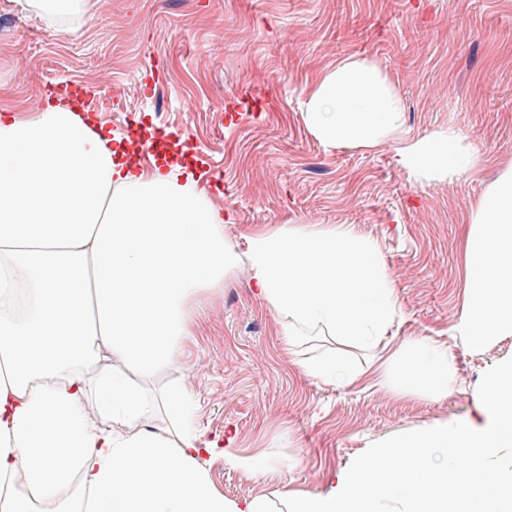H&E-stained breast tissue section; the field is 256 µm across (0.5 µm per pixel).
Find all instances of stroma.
<instances>
[{"mask_svg":"<svg viewBox=\"0 0 512 512\" xmlns=\"http://www.w3.org/2000/svg\"><path fill=\"white\" fill-rule=\"evenodd\" d=\"M361 53L396 81L411 135L451 125L469 137L477 175L417 185L392 148H330L309 133L305 86ZM106 74L122 103L103 100ZM50 82L84 88L105 132L131 114L140 127L181 131L178 148L212 166L203 193L237 250L278 224H351L376 239L401 307L396 338L437 340L456 355V388L440 401L324 383L289 360L246 274L227 275L192 307L194 342L153 380L187 384L202 440L279 460L258 479L210 459L227 501L326 493L367 448L475 417L488 371L512 362V336L475 347L455 330L463 229L476 197L512 163V0H86L68 25L25 0H0V120L56 105Z\"/></svg>","mask_w":512,"mask_h":512,"instance_id":"1","label":"stroma"}]
</instances>
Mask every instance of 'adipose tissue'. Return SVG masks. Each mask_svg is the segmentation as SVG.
Masks as SVG:
<instances>
[{"label": "adipose tissue", "mask_w": 512, "mask_h": 512, "mask_svg": "<svg viewBox=\"0 0 512 512\" xmlns=\"http://www.w3.org/2000/svg\"><path fill=\"white\" fill-rule=\"evenodd\" d=\"M302 119L327 147H392L415 183L481 166L455 127L408 136L392 77L365 54L306 86ZM195 184L190 172H136L66 105L0 121V512H381L389 497L398 512H512V468L488 487L478 466L512 447V363L491 372L481 421L395 435L322 495L225 501L205 462L217 445L191 428V392L147 382L181 357L192 302L227 272H246L292 361L323 382L370 376L391 395L439 400L457 368L447 345L390 340L401 312L376 240L350 224H280L240 253ZM465 235L456 330L476 345L511 336L512 164L475 199ZM323 339L337 348L304 353ZM352 346L374 352L370 368ZM159 413L185 430L154 426Z\"/></svg>", "instance_id": "obj_1"}]
</instances>
